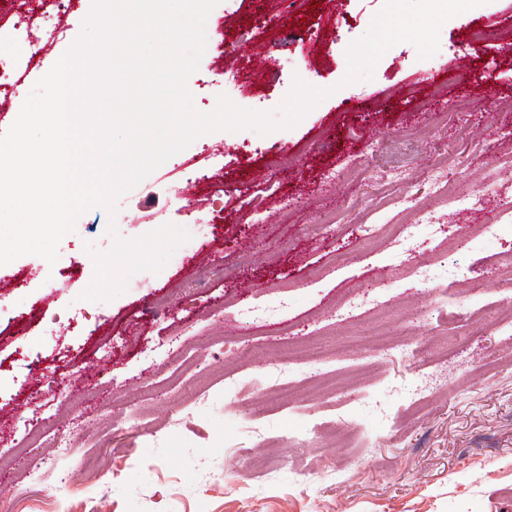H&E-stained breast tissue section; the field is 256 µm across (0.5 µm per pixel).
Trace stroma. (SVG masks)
<instances>
[{"label":"stroma","mask_w":512,"mask_h":512,"mask_svg":"<svg viewBox=\"0 0 512 512\" xmlns=\"http://www.w3.org/2000/svg\"><path fill=\"white\" fill-rule=\"evenodd\" d=\"M274 2L210 12L187 80L194 107L213 111L225 68L258 44L272 60L309 58L306 83L327 97L289 129L200 136L118 200L117 237L131 239L153 213L188 227L172 188L205 189L215 226L204 265L176 251L114 299L83 300L77 330L60 310L30 320V302L56 289L80 298L93 259L82 276L48 265L29 288L0 292V455L12 460L0 512H79L88 498L103 512H512V369H484L488 354L512 353L501 325L512 291L486 263L512 251L497 199L512 193L501 172L512 157V0L443 25L440 43L468 77L404 42L350 84L343 56L381 0H318L303 19ZM475 29L485 36L474 43ZM293 84L257 77L234 103L273 110ZM217 142L222 167H189ZM437 171L455 193H493L444 206ZM79 221L111 249L104 209ZM381 221L413 225V250L399 253L386 227L366 234ZM445 255L461 276L440 303L435 282L409 271ZM361 293L364 308L344 309ZM254 301L267 316L243 320ZM379 329L405 357L378 346ZM277 375L288 384L274 393ZM364 388L371 403H356ZM27 419L45 442L13 434ZM259 457L270 465L258 474Z\"/></svg>","instance_id":"obj_1"}]
</instances>
